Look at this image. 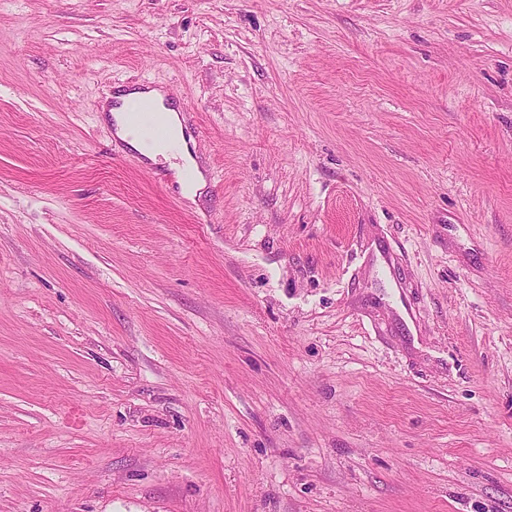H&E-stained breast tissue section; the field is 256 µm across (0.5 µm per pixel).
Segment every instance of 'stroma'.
<instances>
[{"instance_id": "1", "label": "stroma", "mask_w": 512, "mask_h": 512, "mask_svg": "<svg viewBox=\"0 0 512 512\" xmlns=\"http://www.w3.org/2000/svg\"><path fill=\"white\" fill-rule=\"evenodd\" d=\"M0 512H512V0H0ZM144 88V89H143ZM143 95H151L158 98L161 102L164 101L165 95L163 89L149 88L141 85L133 87H118L115 94H112L103 105V112L110 113V118L114 120L115 136L126 145L144 156L150 162H157L158 157L169 160L171 157L180 159L184 165L194 167L196 170V177L191 183L180 182V189L182 195L191 201L198 197L199 193L205 188L207 182L204 173L198 168L195 158L193 157L188 141L185 138L184 127L181 116L179 114L180 108L178 103L169 99L167 104L164 105L163 120L166 125L169 141L161 143L148 144L141 138L132 135L125 124L123 110L132 103L135 99ZM112 100L115 106L112 108ZM178 146L176 152L171 151L172 144ZM160 107L150 97L141 99L128 113V123L142 138L153 140L164 136Z\"/></svg>"}]
</instances>
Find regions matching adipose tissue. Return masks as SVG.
I'll return each instance as SVG.
<instances>
[{
    "mask_svg": "<svg viewBox=\"0 0 512 512\" xmlns=\"http://www.w3.org/2000/svg\"><path fill=\"white\" fill-rule=\"evenodd\" d=\"M146 93L159 99H163L164 96L163 90L159 88H154L147 92L139 85L129 88L120 87L116 89L111 102L104 104V111L109 112L114 122L116 137L149 161L154 162L161 157L165 159L175 157L180 159L184 165L195 166L196 160L185 138L180 109L175 102L166 101L163 112V120L169 135L168 141L149 144L128 131L124 119V110L135 99Z\"/></svg>",
    "mask_w": 512,
    "mask_h": 512,
    "instance_id": "adipose-tissue-1",
    "label": "adipose tissue"
}]
</instances>
